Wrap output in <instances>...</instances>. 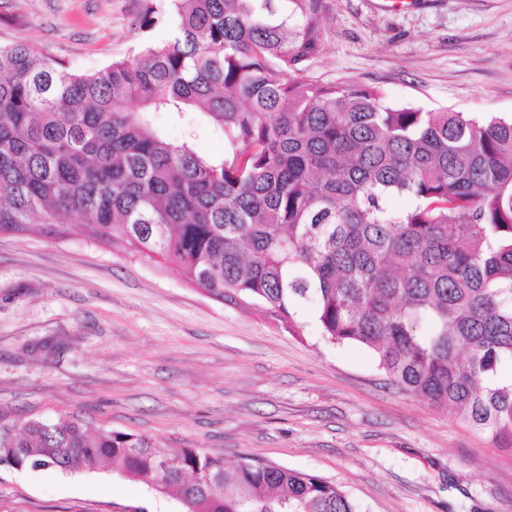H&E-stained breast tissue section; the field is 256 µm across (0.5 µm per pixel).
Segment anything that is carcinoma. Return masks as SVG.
I'll return each instance as SVG.
<instances>
[{"label": "carcinoma", "mask_w": 512, "mask_h": 512, "mask_svg": "<svg viewBox=\"0 0 512 512\" xmlns=\"http://www.w3.org/2000/svg\"><path fill=\"white\" fill-rule=\"evenodd\" d=\"M140 28L159 20L140 0ZM169 36L96 71L0 44V234L121 243L213 297L374 351L410 393L512 449V120L426 110L377 86L302 79L323 0H170ZM224 134L200 155L153 121ZM394 195L412 199L394 211ZM0 467L103 466L185 512H356L317 476L200 448L158 449L77 418L5 419ZM172 462L170 470L158 462Z\"/></svg>", "instance_id": "cac0c4a2"}]
</instances>
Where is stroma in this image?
I'll return each instance as SVG.
<instances>
[{
    "label": "stroma",
    "instance_id": "obj_1",
    "mask_svg": "<svg viewBox=\"0 0 512 512\" xmlns=\"http://www.w3.org/2000/svg\"><path fill=\"white\" fill-rule=\"evenodd\" d=\"M324 0L307 77L396 103L512 116V0ZM137 0H0V43L94 71L138 50ZM0 234V413L84 419L163 448L248 457L338 485L358 512H512V452L397 387L370 349L338 345L305 309L302 337L254 303L220 301L161 260ZM0 512H182L102 470L0 468Z\"/></svg>",
    "mask_w": 512,
    "mask_h": 512
}]
</instances>
